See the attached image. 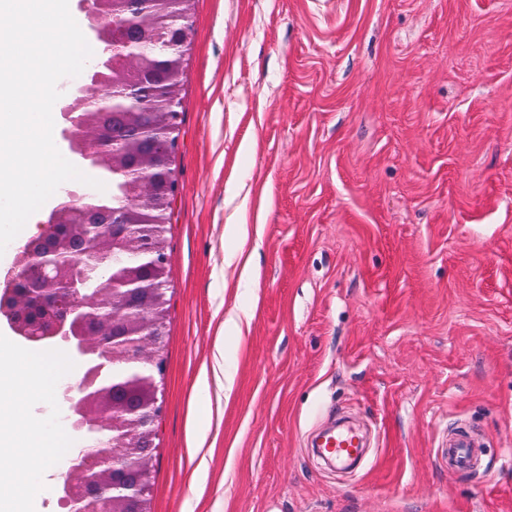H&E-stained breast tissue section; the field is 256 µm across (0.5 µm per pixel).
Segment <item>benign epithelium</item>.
Instances as JSON below:
<instances>
[{
	"label": "benign epithelium",
	"instance_id": "benign-epithelium-1",
	"mask_svg": "<svg viewBox=\"0 0 512 512\" xmlns=\"http://www.w3.org/2000/svg\"><path fill=\"white\" fill-rule=\"evenodd\" d=\"M135 17L130 25L118 21L113 9L93 0L84 8L89 34L102 45L103 52L88 70V85L80 94L60 104L65 119L61 138L76 162L91 169L97 167L106 152L113 151L114 140L90 133L88 117L113 109L111 82L98 78L102 67L119 64L134 71L141 63L140 54L163 52L173 46L168 36L154 28L152 18L140 11L139 0H119ZM155 148L161 157L172 160L176 149L174 131L158 140ZM133 202L155 198L156 189L144 176L129 183ZM92 198L70 188L61 189L55 204L38 224V230L26 244L19 247L12 264L0 270V323L6 325L23 344L51 347L64 344L83 366L79 386L67 381L56 385L55 394L65 410L64 424L80 441L93 442L103 426L117 432L105 449L97 452L77 448L66 459V477L56 487L58 501L68 512H147L146 495L150 470L142 465L132 467L133 480L119 484L109 478L123 458L134 454L141 461H150L155 449L154 424L158 416L156 402L143 403L134 410L120 408L121 416L105 423L92 407L100 396L95 386L99 362L112 361L115 353L105 351L107 337L116 329L107 324L105 310L113 308L122 296L140 298L146 292L163 293L167 276V254L163 225H153L150 233L138 232L126 223V208L107 206L88 207L82 211L77 203ZM70 214L77 223L94 218L108 228L105 245L98 246L90 237L63 252L54 246L58 227ZM120 251L130 260L145 259L152 263L150 280L127 277L120 282L98 283L100 271L112 267V256ZM39 277L42 288L52 301V313L37 328L25 320V311L16 294V285L24 273ZM162 306L150 307L143 302L133 307L125 323L135 322L139 329L134 335L132 349L125 355L127 374H142L145 382L155 383V373L162 371Z\"/></svg>",
	"mask_w": 512,
	"mask_h": 512
}]
</instances>
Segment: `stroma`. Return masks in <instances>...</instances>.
<instances>
[{
    "mask_svg": "<svg viewBox=\"0 0 512 512\" xmlns=\"http://www.w3.org/2000/svg\"><path fill=\"white\" fill-rule=\"evenodd\" d=\"M190 25L149 512H512V0H194ZM29 412L53 458L16 477L62 512L74 436L55 396ZM340 417L355 470L311 445Z\"/></svg>",
    "mask_w": 512,
    "mask_h": 512,
    "instance_id": "1",
    "label": "stroma"
}]
</instances>
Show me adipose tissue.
<instances>
[{"mask_svg":"<svg viewBox=\"0 0 512 512\" xmlns=\"http://www.w3.org/2000/svg\"><path fill=\"white\" fill-rule=\"evenodd\" d=\"M50 385V376L32 363L26 350L0 338V512H24L27 499L37 493L16 482L12 459L21 448V464L39 468L48 462L46 444L29 427L27 406L44 397Z\"/></svg>","mask_w":512,"mask_h":512,"instance_id":"obj_1","label":"adipose tissue"}]
</instances>
